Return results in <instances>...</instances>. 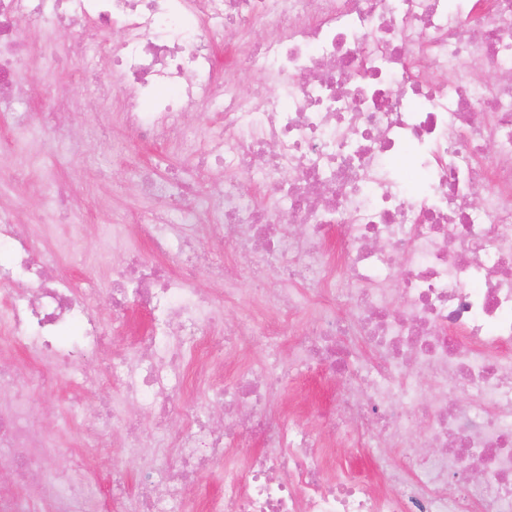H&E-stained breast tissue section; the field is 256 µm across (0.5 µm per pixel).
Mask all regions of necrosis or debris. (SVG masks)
Returning a JSON list of instances; mask_svg holds the SVG:
<instances>
[{"instance_id": "obj_1", "label": "necrosis or debris", "mask_w": 512, "mask_h": 512, "mask_svg": "<svg viewBox=\"0 0 512 512\" xmlns=\"http://www.w3.org/2000/svg\"><path fill=\"white\" fill-rule=\"evenodd\" d=\"M60 24L82 69L111 64L96 97L123 100L136 138L184 137L188 111L221 106L224 131L198 165L223 178L190 225L173 217L194 187L140 174L153 258L130 250L113 265L112 310L138 306L150 324L122 350L92 315L91 289L55 279L0 208V342L35 353L0 362V461L27 487L0 496V512L48 495L54 512H77L86 491L84 469L58 466L57 435L34 416L48 358L83 389L118 395L85 418L89 446L115 438L145 461L136 495L113 477L108 512H512V0H0V112L15 129L2 157L41 153L65 121L61 109L16 113L38 36ZM232 73L252 77L248 92ZM255 186L270 196L257 201ZM220 249L248 262L275 316L237 322L222 346L240 296ZM199 270L209 289L195 287ZM305 311V331L290 333ZM357 337L373 357L356 359ZM105 349L101 378L86 362ZM219 349L244 361L227 384L211 366ZM319 370L346 385L322 425L368 451L374 476L327 478L319 434L273 410L284 378ZM133 410L161 422L157 437L130 425ZM174 413L181 428L164 429ZM419 421L432 454L418 449ZM248 439L263 447L241 468L230 448ZM205 470L223 493L201 489Z\"/></svg>"}]
</instances>
